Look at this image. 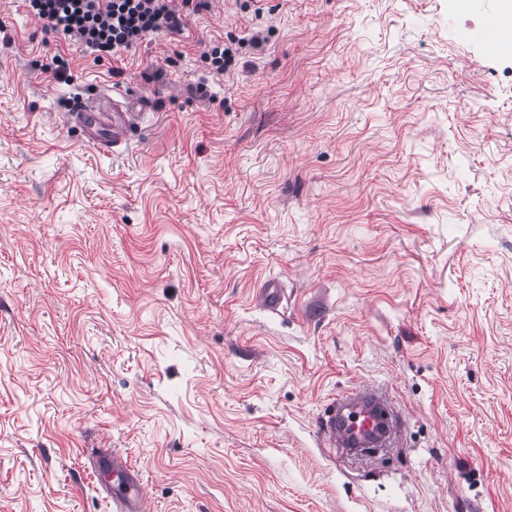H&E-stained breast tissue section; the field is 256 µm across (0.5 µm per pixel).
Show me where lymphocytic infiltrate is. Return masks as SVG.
I'll list each match as a JSON object with an SVG mask.
<instances>
[{"instance_id":"obj_1","label":"lymphocytic infiltrate","mask_w":512,"mask_h":512,"mask_svg":"<svg viewBox=\"0 0 512 512\" xmlns=\"http://www.w3.org/2000/svg\"><path fill=\"white\" fill-rule=\"evenodd\" d=\"M28 11L83 50L112 56L118 65L151 34H181L188 14L210 10L212 0H24Z\"/></svg>"}]
</instances>
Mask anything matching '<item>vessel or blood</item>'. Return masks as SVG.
<instances>
[{
	"label": "vessel or blood",
	"instance_id": "b4317fda",
	"mask_svg": "<svg viewBox=\"0 0 512 512\" xmlns=\"http://www.w3.org/2000/svg\"><path fill=\"white\" fill-rule=\"evenodd\" d=\"M146 100L142 92H127L106 110L81 99L75 103L71 118L90 143L109 154L128 143ZM398 422L399 412L387 388L361 384L329 405L322 436L332 448H370L376 446L378 439H395ZM90 468L100 476V486L115 512H151L139 472L123 455L108 450L97 452L90 460Z\"/></svg>",
	"mask_w": 512,
	"mask_h": 512
}]
</instances>
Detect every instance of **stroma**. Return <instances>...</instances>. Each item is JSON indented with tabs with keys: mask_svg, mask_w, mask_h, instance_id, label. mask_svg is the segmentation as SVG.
<instances>
[{
	"mask_svg": "<svg viewBox=\"0 0 512 512\" xmlns=\"http://www.w3.org/2000/svg\"><path fill=\"white\" fill-rule=\"evenodd\" d=\"M504 5L215 0L116 76L0 0V512H113L100 448L152 512H512ZM115 86L147 110L106 156L69 113ZM360 382L403 440L329 453ZM204 55L210 60L211 68L217 73L226 74L235 65V52L231 47L216 45L210 51L204 52ZM90 468L97 476L105 477L100 486L112 500L115 512L151 511L139 472L123 455L102 450L93 454Z\"/></svg>",
	"mask_w": 512,
	"mask_h": 512,
	"instance_id": "1",
	"label": "stroma"
}]
</instances>
